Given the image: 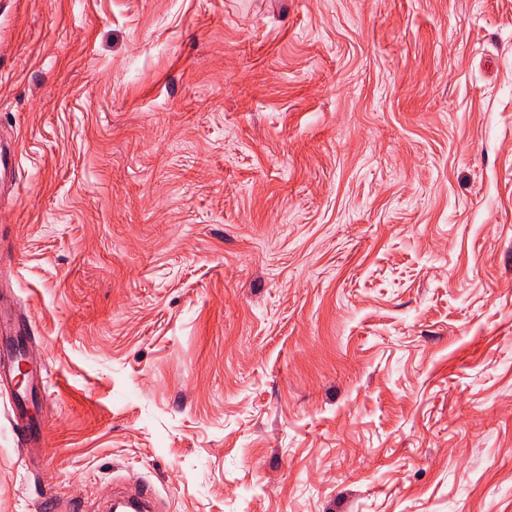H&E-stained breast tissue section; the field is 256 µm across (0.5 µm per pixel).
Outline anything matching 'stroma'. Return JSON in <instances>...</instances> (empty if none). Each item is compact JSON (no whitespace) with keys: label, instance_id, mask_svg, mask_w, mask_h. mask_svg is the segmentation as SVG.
I'll list each match as a JSON object with an SVG mask.
<instances>
[{"label":"stroma","instance_id":"35a3bbf8","mask_svg":"<svg viewBox=\"0 0 512 512\" xmlns=\"http://www.w3.org/2000/svg\"><path fill=\"white\" fill-rule=\"evenodd\" d=\"M0 130V512H512V0H0ZM31 325L32 321L29 317L23 319L16 317L8 309V304L0 300V334L7 331L10 336H13L12 342L6 348L2 350L0 348V385L16 388V390L11 388L13 406L10 422L17 440V447L25 454H30L37 448H45L47 437L44 425L33 422L27 414L32 391L43 386V379L39 377L32 384L33 374L29 372L25 386H20L15 374L17 363L11 360L26 348L27 338L32 333ZM30 386V392H27Z\"/></svg>","mask_w":512,"mask_h":512}]
</instances>
